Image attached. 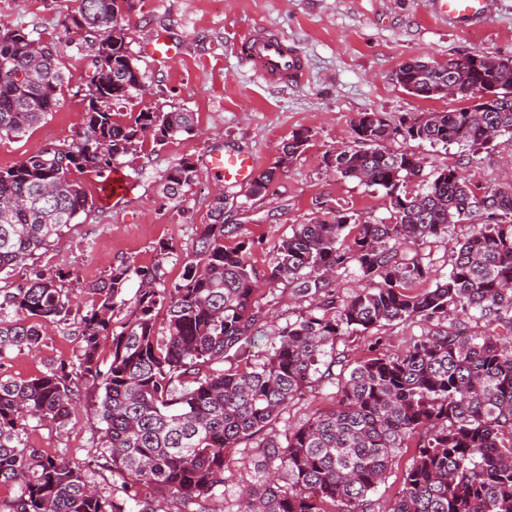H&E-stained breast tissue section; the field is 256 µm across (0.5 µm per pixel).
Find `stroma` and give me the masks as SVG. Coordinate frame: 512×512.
Masks as SVG:
<instances>
[{"label":"stroma","instance_id":"1","mask_svg":"<svg viewBox=\"0 0 512 512\" xmlns=\"http://www.w3.org/2000/svg\"><path fill=\"white\" fill-rule=\"evenodd\" d=\"M76 7L75 0H0V27L56 42L70 79L57 110L44 123L22 137L0 138L1 167L13 165L46 143L70 141L83 129L85 103L78 89L89 74L87 57L78 48L79 35L64 28ZM257 25L272 27L298 44L309 67L303 86L263 85L240 60L237 41ZM157 33L180 44L181 55L167 62L144 56V43ZM128 34L129 48L152 90L151 96L137 100V108L193 112L198 132L161 147L148 140L136 153L123 157L118 168L130 189L108 202L98 200L102 178L83 174L81 181L88 196L95 198L94 207L81 213L60 244L43 252L33 268L16 270L10 286L26 283L35 268L70 270L82 282H91L123 261L162 262L166 281L179 280L186 250L198 227L209 223L210 196L220 187L206 166L209 152L246 151L257 157L258 170L276 168L279 146L298 131L309 135L304 152L288 167L276 168L267 196L236 212L241 236L259 242L252 256L258 274L267 273L274 261V245L290 236L294 225L322 217L324 212L342 210L359 220L389 218L382 192L334 175L328 167L330 156L337 147L352 142L353 124L360 113L375 111L395 120L468 107L465 99L411 95L395 83L393 75L413 58L444 65L476 53L512 56V0H490L487 17L472 26H454L435 17L428 0H135ZM391 147L424 157L427 176L454 167L487 188L512 184V166L504 163L512 157L510 141L499 140L477 168L468 166V151L458 145L443 149L398 140ZM182 158L196 164L198 181L183 205H162L160 177L168 165ZM223 190L230 197L242 193L238 187ZM163 243L174 244L175 253L160 256ZM256 299L267 321L243 345L254 365L263 363L270 353L276 329L310 307L309 302L297 300L285 282L266 286ZM427 329L420 320L395 322L347 337L337 343L336 351L354 361L368 356L375 338L397 350ZM77 347L73 325L49 323L38 349L14 352L0 372L28 379L71 359ZM336 390L327 377H313L300 399L283 410L265 434L228 450L230 480L224 494L229 506H236L240 480L249 476L266 436L284 438L314 412L332 407ZM98 397L94 389H80L66 427L33 423L24 438L43 455L61 457L82 468L107 494L121 480L112 474V461L90 414Z\"/></svg>","mask_w":512,"mask_h":512}]
</instances>
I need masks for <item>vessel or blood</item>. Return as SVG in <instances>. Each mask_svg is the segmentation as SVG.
Listing matches in <instances>:
<instances>
[{"mask_svg":"<svg viewBox=\"0 0 512 512\" xmlns=\"http://www.w3.org/2000/svg\"><path fill=\"white\" fill-rule=\"evenodd\" d=\"M433 13L448 22L474 25L480 23L489 9L488 0H430ZM145 53L156 60L174 59L175 42L156 34L144 44ZM242 60L271 87L304 85L307 62L297 44L286 35L258 25L247 31L238 42ZM210 173L229 185L248 184L256 168L253 154L240 151H215L208 161Z\"/></svg>","mask_w":512,"mask_h":512,"instance_id":"vessel-or-blood-1","label":"vessel or blood"}]
</instances>
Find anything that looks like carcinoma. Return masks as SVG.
Wrapping results in <instances>:
<instances>
[{
  "label": "carcinoma",
  "instance_id": "obj_1",
  "mask_svg": "<svg viewBox=\"0 0 512 512\" xmlns=\"http://www.w3.org/2000/svg\"><path fill=\"white\" fill-rule=\"evenodd\" d=\"M133 8L134 0H77L66 27L89 49L83 131L0 167V281L58 244L93 208L80 175L109 178L148 136L164 145L198 133L190 112H122L141 97L131 88ZM490 79L502 85L492 111L397 122L362 113L352 144L332 154L329 167L384 191L389 221L329 211L274 246L267 282H286L317 303L277 329L259 366L223 368L241 358L264 313L255 305V241L225 223L236 201L222 192L210 201V223L199 228L181 278L169 286L162 263L129 261L82 286L90 298L84 310L67 287L80 282L70 271L34 269L25 287L0 285V361L37 349L46 322L70 321L79 338L74 359L39 376L0 375V487L16 488L0 497V512H155L154 494L175 500L177 512H226L227 450L264 431L315 374L333 375L343 362L336 342L414 319L431 328L400 351L375 340L374 352L338 382L333 407L313 413L285 441L267 440L254 464L261 477L245 486L236 512H370L369 494L411 442L413 462L388 512H512V185L482 187L448 167L423 179V157L388 146L398 139L457 144L479 167L498 139L512 140V71L409 61L394 74L401 88L425 98L450 81ZM65 80L55 44L0 29V137L46 121ZM308 139L296 132L283 143L275 166L251 180L245 199L265 197L278 167L296 159ZM197 178L192 161L178 160L161 176V198L182 199ZM462 223L473 231L448 276L415 291L433 270L401 248L443 239ZM352 268L364 285L340 298L331 284ZM133 279L140 288L130 303L125 290ZM472 321L488 330L469 332ZM79 386L100 391L94 420L112 471L123 477L119 493H97L80 469L22 439L31 420L65 426Z\"/></svg>",
  "mask_w": 512,
  "mask_h": 512
}]
</instances>
